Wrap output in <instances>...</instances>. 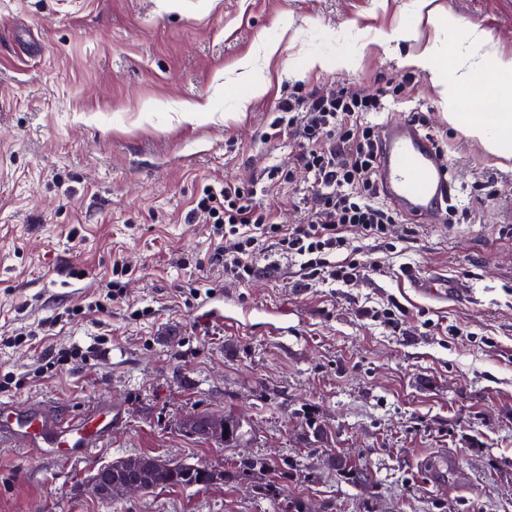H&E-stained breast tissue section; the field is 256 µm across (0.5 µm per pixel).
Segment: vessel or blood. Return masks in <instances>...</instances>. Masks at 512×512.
Listing matches in <instances>:
<instances>
[{
    "instance_id": "1",
    "label": "vessel or blood",
    "mask_w": 512,
    "mask_h": 512,
    "mask_svg": "<svg viewBox=\"0 0 512 512\" xmlns=\"http://www.w3.org/2000/svg\"><path fill=\"white\" fill-rule=\"evenodd\" d=\"M376 175L383 198L402 216L419 224L440 223L451 194L448 166L413 118L381 125ZM407 279L418 295L432 301L466 299L471 295L470 289L444 273L412 272ZM200 317L205 321L221 320L235 328L245 327L257 317L269 332L289 331V312L284 306L250 309L228 298L210 299L202 304ZM116 415L108 403L70 420L48 404L1 401L0 443L46 455L58 451L85 454L92 450L94 442L108 436Z\"/></svg>"
}]
</instances>
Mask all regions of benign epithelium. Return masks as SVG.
I'll return each mask as SVG.
<instances>
[{"label":"benign epithelium","instance_id":"7a95c632","mask_svg":"<svg viewBox=\"0 0 512 512\" xmlns=\"http://www.w3.org/2000/svg\"><path fill=\"white\" fill-rule=\"evenodd\" d=\"M172 465V462L159 457L143 459L136 456L120 458L110 462L90 478L86 491L93 498L102 500L119 499L131 494L144 492L141 473L149 466Z\"/></svg>","mask_w":512,"mask_h":512}]
</instances>
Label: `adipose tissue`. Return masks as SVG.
Listing matches in <instances>:
<instances>
[{
	"instance_id": "adipose-tissue-1",
	"label": "adipose tissue",
	"mask_w": 512,
	"mask_h": 512,
	"mask_svg": "<svg viewBox=\"0 0 512 512\" xmlns=\"http://www.w3.org/2000/svg\"><path fill=\"white\" fill-rule=\"evenodd\" d=\"M418 66L428 69L435 85L448 93L450 109L446 115L449 125L462 128L465 135L478 141L492 155L512 158V93L499 97L500 110L495 125H488L487 115L483 112L461 113L456 111L458 100L464 95L475 70L486 71L491 79L512 83V60L487 62L479 59L476 65L468 66L456 62L453 71H445L437 65L433 55L419 58Z\"/></svg>"
}]
</instances>
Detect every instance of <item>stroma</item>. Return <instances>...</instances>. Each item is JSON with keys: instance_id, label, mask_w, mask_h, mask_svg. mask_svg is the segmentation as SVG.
<instances>
[{"instance_id": "1", "label": "stroma", "mask_w": 512, "mask_h": 512, "mask_svg": "<svg viewBox=\"0 0 512 512\" xmlns=\"http://www.w3.org/2000/svg\"><path fill=\"white\" fill-rule=\"evenodd\" d=\"M452 19L482 34V55L512 59V0H0V400L69 417L108 400L123 415L85 456L0 446V512H279L233 478L112 503L80 492L94 469L141 454L219 470L251 456L290 463L284 491L313 512H512V160L449 126L414 63L431 49L452 64ZM390 80L405 94L373 120L426 113L444 136L458 223L364 241L382 268L348 287H307L286 262L243 285L224 284L217 265L196 270L209 226L184 216L204 184H259L287 225L312 194L289 140L266 136L281 97L374 94ZM287 166L291 183L272 178ZM119 258L133 269L123 297L95 308ZM404 266L474 294L426 302ZM199 275L218 282L215 296L287 306L295 332L201 321L188 295ZM73 347L80 356L60 361ZM227 411L246 431L235 447L180 429ZM310 418L372 486L326 467L305 440ZM442 450L447 475L431 488L425 464Z\"/></svg>"}]
</instances>
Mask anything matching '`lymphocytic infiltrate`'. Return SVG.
Here are the masks:
<instances>
[{
  "label": "lymphocytic infiltrate",
  "instance_id": "lymphocytic-infiltrate-1",
  "mask_svg": "<svg viewBox=\"0 0 512 512\" xmlns=\"http://www.w3.org/2000/svg\"><path fill=\"white\" fill-rule=\"evenodd\" d=\"M404 91L398 84L382 94L339 88L282 99L271 135H290L294 160L312 179L316 194L307 218L275 222L253 186L204 185L195 209L219 239L208 264L221 266L225 279L238 283L255 276L258 256L269 252L298 263L308 280L322 285L347 286L375 270L374 261L362 258L360 244L386 239L400 217L377 191L378 126L368 116L384 110L385 97Z\"/></svg>",
  "mask_w": 512,
  "mask_h": 512
}]
</instances>
